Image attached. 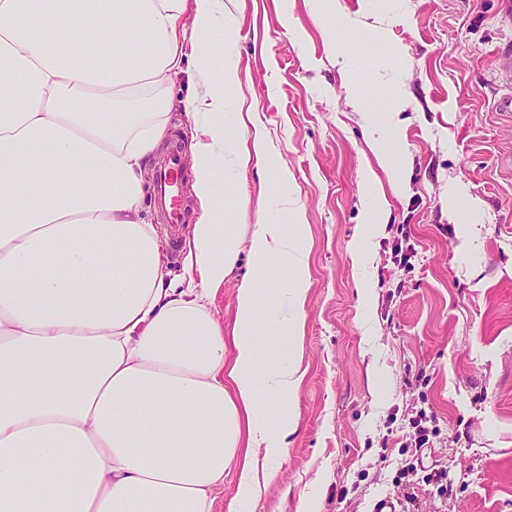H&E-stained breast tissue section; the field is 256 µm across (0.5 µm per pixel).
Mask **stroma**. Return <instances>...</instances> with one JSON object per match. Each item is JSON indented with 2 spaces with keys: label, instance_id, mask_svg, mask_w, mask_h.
<instances>
[{
  "label": "stroma",
  "instance_id": "obj_1",
  "mask_svg": "<svg viewBox=\"0 0 512 512\" xmlns=\"http://www.w3.org/2000/svg\"><path fill=\"white\" fill-rule=\"evenodd\" d=\"M236 62L227 111L265 127L304 214L310 287L297 432L255 499L227 473L216 512H512V7L506 0H224ZM203 91L194 56L165 89L167 137L194 142L178 102ZM400 159L395 177L381 142ZM274 171L232 169L241 252L211 309L232 327L236 282ZM396 180L363 236L374 183ZM361 266H352V242ZM411 259L394 257L395 244ZM425 413L428 443L409 449Z\"/></svg>",
  "mask_w": 512,
  "mask_h": 512
}]
</instances>
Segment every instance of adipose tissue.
Instances as JSON below:
<instances>
[{"mask_svg": "<svg viewBox=\"0 0 512 512\" xmlns=\"http://www.w3.org/2000/svg\"><path fill=\"white\" fill-rule=\"evenodd\" d=\"M223 15L224 0H0V512H214L225 471L250 500L272 479L258 459L288 453L310 251L286 170L275 216L252 229L232 335L210 308L240 257L223 203ZM188 48L207 84L181 102L195 288L173 283L141 219L162 115L111 105L151 98Z\"/></svg>", "mask_w": 512, "mask_h": 512, "instance_id": "1", "label": "adipose tissue"}]
</instances>
